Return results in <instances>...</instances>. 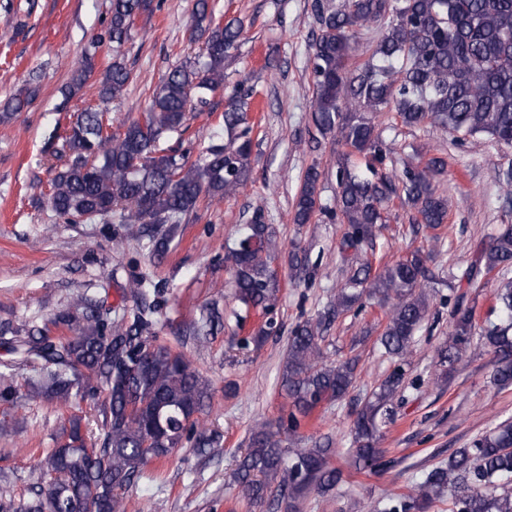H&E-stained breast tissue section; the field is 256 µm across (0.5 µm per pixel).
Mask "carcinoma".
I'll return each mask as SVG.
<instances>
[{"label":"carcinoma","instance_id":"obj_1","mask_svg":"<svg viewBox=\"0 0 512 512\" xmlns=\"http://www.w3.org/2000/svg\"><path fill=\"white\" fill-rule=\"evenodd\" d=\"M153 0H111L102 32L85 48L72 70L64 101L78 96L96 72L98 49H112V61L99 80V103L74 115L69 133L55 151L48 202L69 224L112 217L140 237L147 224H180L201 198L222 200L247 182L253 139L248 115L253 89H240L225 100L224 132L228 141L211 142L195 161L163 146L166 138L186 130L187 113L213 111L211 97L224 90V69L238 50L242 22L215 13L209 0H195L189 43L194 57L171 68L152 90L142 115L112 132L104 117L130 80L121 58L133 40L136 21L150 17ZM317 33L310 44L313 76L312 120L318 133L336 136L348 151L336 155V208L322 206L316 166L307 169L296 197L293 223L311 222L318 212L347 225L342 251L373 243L386 223L389 203L415 211L414 221L436 228L448 220V200L437 194L435 177L445 161L432 158L422 169L401 172L383 168L391 153L376 118L393 112L402 125L434 122L469 137H486L512 146V0H313ZM380 31L370 58L352 65L361 31ZM40 95L39 76L0 105V115L29 109ZM279 252L272 227L257 213L242 238L224 253L235 299L246 311L257 310L262 324L250 343L262 346L280 332L275 312L279 281L273 268ZM512 266V225L505 224L482 247L461 279L480 287L482 278ZM434 279L417 248L373 271L368 261L348 276L327 316H340L363 300L384 309L379 339L394 359L392 370L357 413L351 427L356 463L361 469L385 465L376 447L381 426L394 416L395 399L403 398L415 334L430 310L427 285ZM150 284L129 288L134 307L116 324L107 310L76 320L59 321L71 335L52 337L45 329L2 342L10 359L0 362V399H16L14 371L31 367L37 379L29 399L67 403L101 388L102 434L87 447L78 424L68 440L40 462L41 477L33 495L20 503L0 500V512H123L119 492L137 482L148 463L161 461L183 440L198 446L214 439L197 431L209 384L192 370L182 352L150 335L157 313L147 301ZM498 322L479 339L495 358L491 380L512 386V281L497 290ZM448 345L437 350L435 366L450 373L471 347L475 334L466 296L454 298ZM323 318L307 319L291 331L280 390L288 399L287 423L252 433L241 456L235 482L247 506L288 508L308 489L328 495L342 480L330 465L331 444L288 448L283 427L295 434L318 405L343 399L353 386L356 362L326 363L319 343ZM448 497L452 512H512V421H504L430 470L409 493L388 498L377 512H428Z\"/></svg>","mask_w":512,"mask_h":512}]
</instances>
